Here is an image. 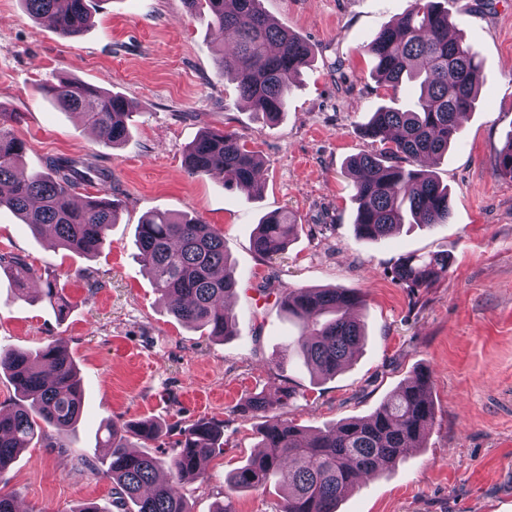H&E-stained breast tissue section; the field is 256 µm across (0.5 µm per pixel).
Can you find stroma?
Masks as SVG:
<instances>
[{"label":"stroma","mask_w":512,"mask_h":512,"mask_svg":"<svg viewBox=\"0 0 512 512\" xmlns=\"http://www.w3.org/2000/svg\"><path fill=\"white\" fill-rule=\"evenodd\" d=\"M408 0H262L274 22L310 46L284 112L267 121L219 64L223 33L183 0H89L91 23L65 39L39 24L20 0H0V107L19 113L15 135L25 169L46 157H90L112 172L121 201L116 224L93 256L33 236L0 209V254L35 272L38 293L56 281L65 311L14 296L0 267V349L29 350L62 341L81 379V417L64 447L25 449L0 486L20 512H75L112 505V483L89 461L107 450L100 429L154 419L185 428L201 419L224 425V447L204 480L180 491L191 512H278L284 492L229 490L226 475L257 451L263 420L242 411L249 396L275 399L294 388L283 418L305 431L371 414L417 367L431 375L436 417L419 448L398 466L373 473L337 512H512V178L494 159L512 131V0H456L459 33L480 52V94L460 140L428 169L451 191L447 223L405 224L375 241L358 239L349 160L378 151L361 130L389 103L409 108L404 89L389 98L373 77L365 46L399 19ZM123 96L132 112L121 146L105 144L80 116L55 108L44 92L57 77ZM243 134L264 159L259 195L225 187L219 175L194 177L184 158L205 130ZM161 209L215 225L239 281L228 299L235 335L218 340L177 321L135 258L142 217ZM287 211L300 230L287 251L257 257L251 240L265 215ZM444 252L445 276L410 289L393 277L406 254ZM287 287H343L364 294L356 315L366 342L348 368L315 374L299 356L276 360L298 334L276 301Z\"/></svg>","instance_id":"35a3bbf8"}]
</instances>
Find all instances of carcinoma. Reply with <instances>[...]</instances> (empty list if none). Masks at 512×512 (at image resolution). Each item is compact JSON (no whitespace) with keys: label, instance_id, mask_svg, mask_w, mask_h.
I'll list each match as a JSON object with an SVG mask.
<instances>
[{"label":"carcinoma","instance_id":"1","mask_svg":"<svg viewBox=\"0 0 512 512\" xmlns=\"http://www.w3.org/2000/svg\"><path fill=\"white\" fill-rule=\"evenodd\" d=\"M36 21L66 38L80 35L90 21L88 0H22ZM194 13L207 9L210 26L235 35L231 51L222 54L224 72L233 76L240 96L255 111L275 119L287 105L288 78L305 67L309 45L285 27L271 23L261 0H185ZM453 0H409L404 15L381 27L367 45L375 60L378 84L396 93L410 86L418 92L414 110L382 105L364 125V134L380 144L376 154L350 159L357 202L356 235L378 240L402 224L433 228L448 223V186L433 174L406 167L422 159L438 160L461 133L462 117L473 110L479 93L480 53L461 37ZM57 105L79 114L99 138L114 146L129 136L126 100L89 83L61 79L47 88ZM17 112L0 110V207L21 215L38 235L53 229L64 249L95 253L108 228L116 223L120 200L112 198V173L90 157H51L45 171L28 173L20 162L25 144L13 133ZM185 165L192 176L220 171L224 186L249 196L260 187L257 151L235 131L207 130L189 147ZM495 171L512 178V133L497 152ZM95 186L101 198L81 205L74 192ZM299 224L290 213H273L257 225L255 254L271 259L284 252ZM136 258L152 277L179 321L203 328L213 338L234 333L235 321L224 301L238 287L224 251V234L201 219L166 210L145 215L137 224ZM8 261L19 298L29 297L26 283L33 270L22 258ZM448 255L409 254L399 258L394 277L409 288H425L448 271ZM40 299L63 311V292L46 281ZM364 296L350 288H285L278 305L296 320V347L305 363L322 377L344 370L365 338L354 310ZM0 372L19 399L0 411V474L44 427L61 436L78 421L83 390L67 349L52 341L31 351L0 349ZM247 409L265 418L259 430L264 451L238 468L228 483L234 489L257 490L269 482L286 495L280 512H337V505L366 474L396 466L409 448H419L435 419L429 376L417 367L365 418H348L312 437L273 412L262 393L251 396ZM169 429L153 420L106 425L110 449L105 478L112 481V506L129 512H190L177 485L203 478L202 462L222 445L223 426L198 420L179 431L169 457L129 450L130 441L155 442Z\"/></svg>","mask_w":512,"mask_h":512}]
</instances>
